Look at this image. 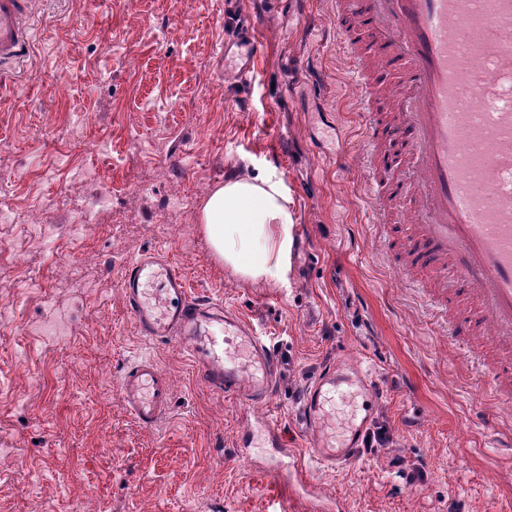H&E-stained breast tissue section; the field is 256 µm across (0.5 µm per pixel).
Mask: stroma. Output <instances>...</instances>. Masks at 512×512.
<instances>
[{
	"instance_id": "35a3bbf8",
	"label": "stroma",
	"mask_w": 512,
	"mask_h": 512,
	"mask_svg": "<svg viewBox=\"0 0 512 512\" xmlns=\"http://www.w3.org/2000/svg\"><path fill=\"white\" fill-rule=\"evenodd\" d=\"M258 15L252 75L224 71L237 16ZM335 0H34L32 44L0 66V205L37 211L53 240L0 224V512H312L267 471L262 438L241 432L271 409L289 447L307 386L336 361L370 369L375 424L390 439L337 468L318 494L344 512H512V406L435 317L430 277L391 265L410 214L378 224L360 169L362 117ZM148 170V182L137 174ZM276 177L309 248L286 283L252 282L216 259L199 222L231 177ZM157 250L193 298L223 303L280 359L262 406L202 382L187 346L137 331L126 268ZM148 357L173 384L172 408L140 426L120 377Z\"/></svg>"
}]
</instances>
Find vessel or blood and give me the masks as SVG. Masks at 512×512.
Instances as JSON below:
<instances>
[{"label": "vessel or blood", "instance_id": "b4317fda", "mask_svg": "<svg viewBox=\"0 0 512 512\" xmlns=\"http://www.w3.org/2000/svg\"><path fill=\"white\" fill-rule=\"evenodd\" d=\"M31 8V0H0V64L20 63L26 55ZM336 12L358 17L381 50L404 64L399 86L378 84L371 52L337 29L365 118L363 151L337 154V165L354 163L366 173L373 213L389 199L412 212L407 247L418 269L452 263L466 310L454 333L490 327L494 343L512 347V0H371L366 8L360 0H336ZM232 45L242 51L238 75H249L253 41L242 33ZM378 96L397 101V126L380 121L371 106ZM474 99L481 108L471 107ZM385 140L412 153L413 185L377 181L376 150ZM122 288L140 335L189 342L210 388L255 403L270 399L279 370L274 351L223 305L191 298L172 261L144 252L127 268ZM371 389L369 374L346 362L307 388L301 425L315 438L313 459L334 468L355 458L374 414ZM121 392L142 426H155L169 411L171 380L152 359L128 369ZM339 396L357 404L341 425L334 408ZM264 427L277 454L272 470H288L299 483L311 484L312 470L283 444L278 422Z\"/></svg>", "mask_w": 512, "mask_h": 512}]
</instances>
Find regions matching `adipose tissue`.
Returning <instances> with one entry per match:
<instances>
[{
    "label": "adipose tissue",
    "mask_w": 512,
    "mask_h": 512,
    "mask_svg": "<svg viewBox=\"0 0 512 512\" xmlns=\"http://www.w3.org/2000/svg\"><path fill=\"white\" fill-rule=\"evenodd\" d=\"M281 181L232 178L216 187L201 208V222L216 258L240 277L286 281L294 214Z\"/></svg>",
    "instance_id": "ef3b65f1"
}]
</instances>
